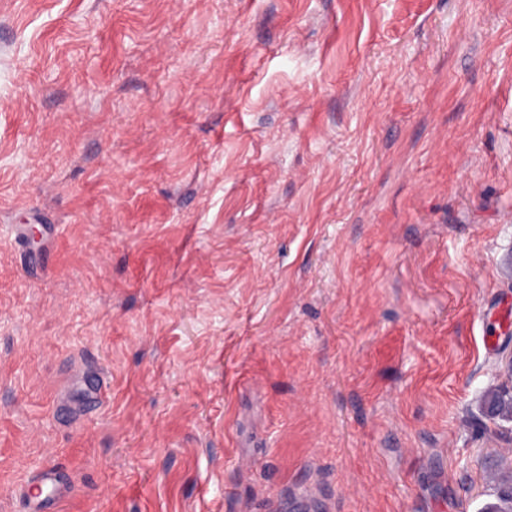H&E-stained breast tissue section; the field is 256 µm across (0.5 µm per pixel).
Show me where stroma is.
Returning a JSON list of instances; mask_svg holds the SVG:
<instances>
[{
    "instance_id": "stroma-1",
    "label": "stroma",
    "mask_w": 512,
    "mask_h": 512,
    "mask_svg": "<svg viewBox=\"0 0 512 512\" xmlns=\"http://www.w3.org/2000/svg\"><path fill=\"white\" fill-rule=\"evenodd\" d=\"M511 353L512 0H0V512H484ZM26 490L34 512H53L66 494L67 486L58 472L40 469L29 476ZM33 490H37V494Z\"/></svg>"
}]
</instances>
